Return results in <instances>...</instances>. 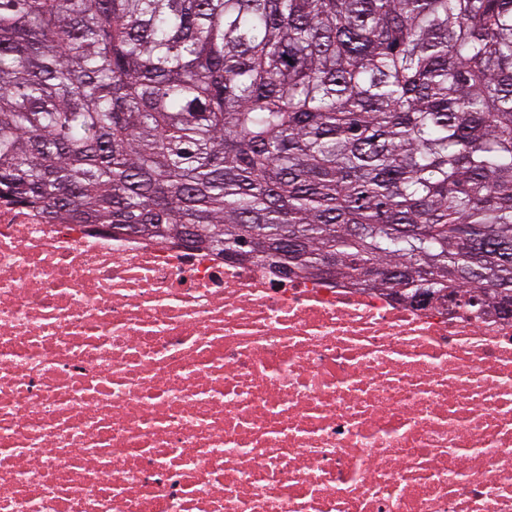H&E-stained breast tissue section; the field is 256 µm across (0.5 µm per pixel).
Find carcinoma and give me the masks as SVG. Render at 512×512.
<instances>
[{
  "label": "carcinoma",
  "instance_id": "1",
  "mask_svg": "<svg viewBox=\"0 0 512 512\" xmlns=\"http://www.w3.org/2000/svg\"><path fill=\"white\" fill-rule=\"evenodd\" d=\"M3 195L498 312L512 0H0Z\"/></svg>",
  "mask_w": 512,
  "mask_h": 512
}]
</instances>
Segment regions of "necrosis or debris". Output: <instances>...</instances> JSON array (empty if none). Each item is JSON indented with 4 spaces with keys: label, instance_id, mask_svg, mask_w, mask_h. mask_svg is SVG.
<instances>
[{
    "label": "necrosis or debris",
    "instance_id": "necrosis-or-debris-1",
    "mask_svg": "<svg viewBox=\"0 0 512 512\" xmlns=\"http://www.w3.org/2000/svg\"><path fill=\"white\" fill-rule=\"evenodd\" d=\"M0 512H512V317L0 198Z\"/></svg>",
    "mask_w": 512,
    "mask_h": 512
}]
</instances>
